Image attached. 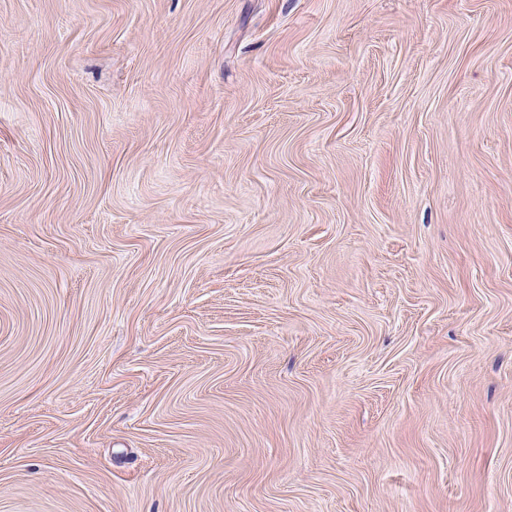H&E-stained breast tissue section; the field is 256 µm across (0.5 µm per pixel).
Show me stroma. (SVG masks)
Here are the masks:
<instances>
[{"label":"stroma","instance_id":"35a3bbf8","mask_svg":"<svg viewBox=\"0 0 512 512\" xmlns=\"http://www.w3.org/2000/svg\"><path fill=\"white\" fill-rule=\"evenodd\" d=\"M0 512H512V0H0Z\"/></svg>","mask_w":512,"mask_h":512}]
</instances>
